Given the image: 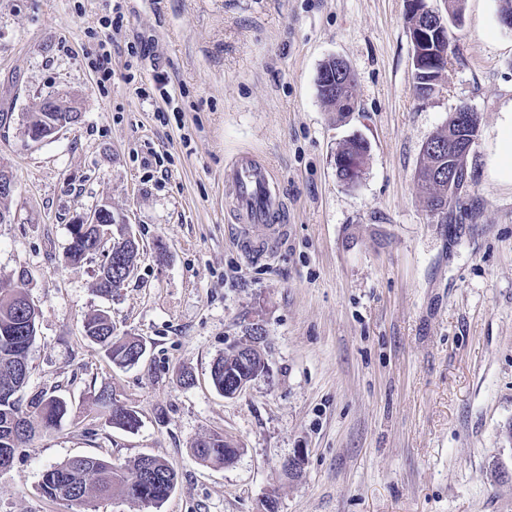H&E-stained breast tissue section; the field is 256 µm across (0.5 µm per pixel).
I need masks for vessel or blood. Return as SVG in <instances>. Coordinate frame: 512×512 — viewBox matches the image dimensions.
<instances>
[{
	"mask_svg": "<svg viewBox=\"0 0 512 512\" xmlns=\"http://www.w3.org/2000/svg\"><path fill=\"white\" fill-rule=\"evenodd\" d=\"M230 201L228 219L239 229L238 242L252 258L273 255L284 240L288 211L274 171L257 155L244 151L224 170Z\"/></svg>",
	"mask_w": 512,
	"mask_h": 512,
	"instance_id": "obj_1",
	"label": "vessel or blood"
}]
</instances>
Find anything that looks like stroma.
Masks as SVG:
<instances>
[{
	"mask_svg": "<svg viewBox=\"0 0 512 512\" xmlns=\"http://www.w3.org/2000/svg\"><path fill=\"white\" fill-rule=\"evenodd\" d=\"M112 6L0 0V167L17 184L0 282L38 309L29 391L69 405L0 472V512H72L42 496L44 471L144 454L178 473L157 512H267L271 499L277 512H512V181L494 168L512 31L500 0H462L444 89L428 98L412 91L405 0H125L102 84L91 60ZM139 40L150 56L127 67ZM334 55L355 73L351 112L317 95ZM58 93L81 122L29 141L28 112ZM464 104L479 116L472 183L446 224L414 174ZM355 136L369 151L349 187L336 153ZM244 150L278 173L292 217L271 257L249 258L227 220L224 168ZM104 203L140 241L134 275L109 299L95 291L102 255L65 259L73 218ZM101 310L116 334L146 342L135 366H114L84 336ZM256 324L268 370L223 397L211 366ZM101 386L138 412L137 431L97 419ZM212 433L239 448L234 464L193 455Z\"/></svg>",
	"mask_w": 512,
	"mask_h": 512,
	"instance_id": "stroma-1",
	"label": "stroma"
}]
</instances>
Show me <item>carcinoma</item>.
<instances>
[{"instance_id":"carcinoma-1","label":"carcinoma","mask_w":512,"mask_h":512,"mask_svg":"<svg viewBox=\"0 0 512 512\" xmlns=\"http://www.w3.org/2000/svg\"><path fill=\"white\" fill-rule=\"evenodd\" d=\"M471 132L459 123L454 115L445 132L428 141L429 151L422 153L416 170L418 189L427 194L428 206L448 215L451 204L460 203L456 188L470 177L466 164L468 153L460 143L468 141ZM344 157L356 158L362 163L367 144L360 139H349L340 149ZM139 249L122 241V232L115 231L112 238L114 267L98 272L96 291L105 297L122 287L127 280L124 269L135 265ZM6 291L10 300L0 299V460L12 461L21 445L36 432H48L58 427L68 415L67 402L44 391L27 394L30 377L28 354L35 335H24L22 329L36 325L37 311L34 303L18 289L0 283V292ZM83 333L98 344L106 358L115 366L135 365L134 355L143 350L145 343L135 336L114 334L112 320L103 312L88 316L83 322ZM215 390L224 394V378L236 373L238 361L233 355L213 362ZM97 407V416L104 424L132 432L138 429V412L118 403L110 386H102L91 395ZM193 454L200 460L228 465L237 455L238 448L224 435L213 433L191 445ZM151 468L152 477L142 479L144 469ZM178 481L175 468L165 459L139 456L126 466H116L112 460L99 456H76L46 470L42 476V495L52 501L74 500L88 505L92 500L121 497L143 512L158 509L170 497Z\"/></svg>"}]
</instances>
